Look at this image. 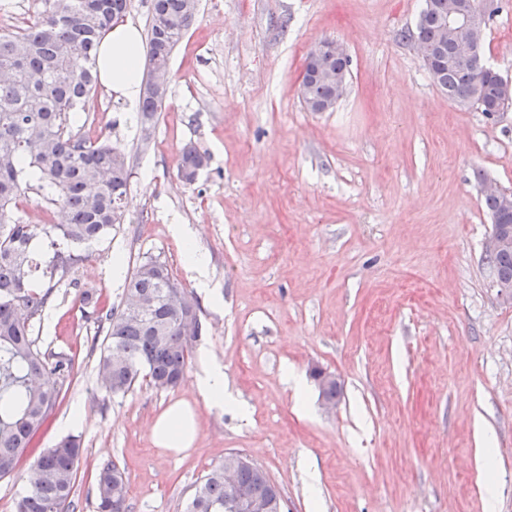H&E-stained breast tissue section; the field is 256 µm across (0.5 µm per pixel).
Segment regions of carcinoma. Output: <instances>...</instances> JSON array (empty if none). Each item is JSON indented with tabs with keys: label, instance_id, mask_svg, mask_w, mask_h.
I'll use <instances>...</instances> for the list:
<instances>
[{
	"label": "carcinoma",
	"instance_id": "cac0c4a2",
	"mask_svg": "<svg viewBox=\"0 0 512 512\" xmlns=\"http://www.w3.org/2000/svg\"><path fill=\"white\" fill-rule=\"evenodd\" d=\"M44 6L22 33L0 31V70L12 75L0 80V479L14 473L35 436L52 416L64 386L74 377L73 359L42 353L32 338L31 320L41 314L53 287L39 280L41 268L67 274L87 255L56 251L48 264L33 251V242L60 236L74 247L88 248L123 223L124 201L132 172L126 156L111 141L94 140L73 128L98 84V48L114 22L127 13L130 0H43ZM470 0H433L421 11L413 31L439 49L428 68L448 99L472 107L487 118L512 106L503 96L499 75L490 67L476 73L448 63L455 50L443 22L457 15ZM189 0H152L147 33V86L153 66L169 63L196 13ZM349 57L333 58L329 73L306 82L305 104H336V77L349 74ZM165 94L142 91V124L154 121ZM208 165V156L191 144L180 153L178 172L192 174ZM38 172V187L48 201H60L66 224H22L13 208L30 189V170ZM491 219L507 217L501 196L482 197ZM497 279L512 283V248L487 256ZM173 283L167 265L157 258L141 262L125 277L118 307L100 309L88 291L79 293L81 306L98 314L105 331L98 360L105 389L125 395L147 380L155 389H172L184 377L193 343L202 335L198 313L170 299ZM84 449L67 436L39 453L30 468L26 492L16 512H74L76 474ZM231 453L196 482L185 512H227L233 491L224 485V464ZM238 488L256 493L269 512H284L280 488L259 465L237 466ZM97 512H128V481L112 461L101 463L96 475Z\"/></svg>",
	"mask_w": 512,
	"mask_h": 512
}]
</instances>
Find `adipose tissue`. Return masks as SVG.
I'll return each mask as SVG.
<instances>
[{
  "mask_svg": "<svg viewBox=\"0 0 512 512\" xmlns=\"http://www.w3.org/2000/svg\"><path fill=\"white\" fill-rule=\"evenodd\" d=\"M142 57L141 31L130 21L113 25L99 45V81L116 98L122 99L131 112L141 96ZM195 388L215 406L227 408L236 403L227 391L224 368L216 361L203 360ZM197 435L196 414L185 401L170 406L156 419L152 429L154 444L175 452L191 447Z\"/></svg>",
  "mask_w": 512,
  "mask_h": 512,
  "instance_id": "adipose-tissue-1",
  "label": "adipose tissue"
}]
</instances>
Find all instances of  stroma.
<instances>
[{"label":"stroma","instance_id":"stroma-1","mask_svg":"<svg viewBox=\"0 0 512 512\" xmlns=\"http://www.w3.org/2000/svg\"><path fill=\"white\" fill-rule=\"evenodd\" d=\"M424 0H199L170 61L150 132L98 88L84 131L107 130L132 168L125 221L57 284L32 335L75 360L46 431L0 479L13 512L31 463L62 437L85 450L76 512H96L110 460L129 512H183L195 483L238 452L281 487L288 512H512V303L486 260L492 223L478 176L512 190V109L488 120L450 101L412 42ZM343 43L345 95L310 111V47ZM483 61L512 78V0L489 23ZM209 165L178 176L182 146ZM203 253L207 279L189 266ZM198 301L204 326L173 389L107 393L103 339L79 291L118 305L148 258ZM221 363L240 410L194 388ZM335 374L326 409L312 369ZM198 436L176 454L151 438L174 402ZM499 495L485 501V482Z\"/></svg>","mask_w":512,"mask_h":512}]
</instances>
